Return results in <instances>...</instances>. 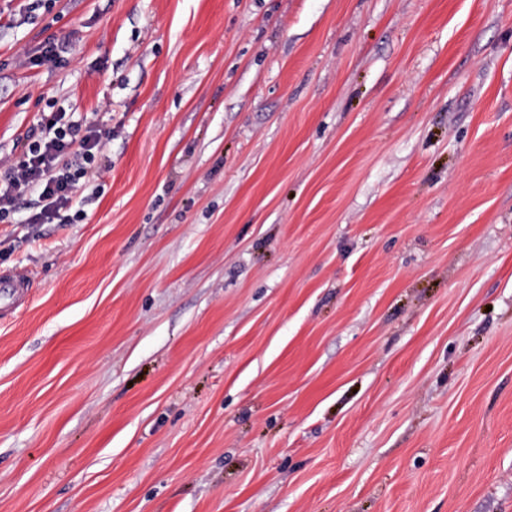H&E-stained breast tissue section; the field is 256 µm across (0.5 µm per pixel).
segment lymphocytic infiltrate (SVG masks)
<instances>
[{
	"instance_id": "1",
	"label": "lymphocytic infiltrate",
	"mask_w": 512,
	"mask_h": 512,
	"mask_svg": "<svg viewBox=\"0 0 512 512\" xmlns=\"http://www.w3.org/2000/svg\"><path fill=\"white\" fill-rule=\"evenodd\" d=\"M104 146L101 130L63 121L61 115L47 119L41 136L22 146L17 157L0 162V222L10 218L17 200L37 194L42 209L32 216L35 224L58 219L68 208L81 179Z\"/></svg>"
}]
</instances>
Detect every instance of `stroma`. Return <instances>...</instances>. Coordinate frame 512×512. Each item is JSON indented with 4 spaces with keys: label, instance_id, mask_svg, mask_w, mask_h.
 Instances as JSON below:
<instances>
[{
    "label": "stroma",
    "instance_id": "obj_1",
    "mask_svg": "<svg viewBox=\"0 0 512 512\" xmlns=\"http://www.w3.org/2000/svg\"><path fill=\"white\" fill-rule=\"evenodd\" d=\"M56 112L0 512H512V0H0V157ZM54 114L46 120L42 135L24 144L17 157L1 161L0 222L10 219L17 200L26 193H37L42 205L30 223H53L60 212L69 207L73 194L83 178L93 176L92 165L101 153L102 131L78 122H63Z\"/></svg>",
    "mask_w": 512,
    "mask_h": 512
}]
</instances>
